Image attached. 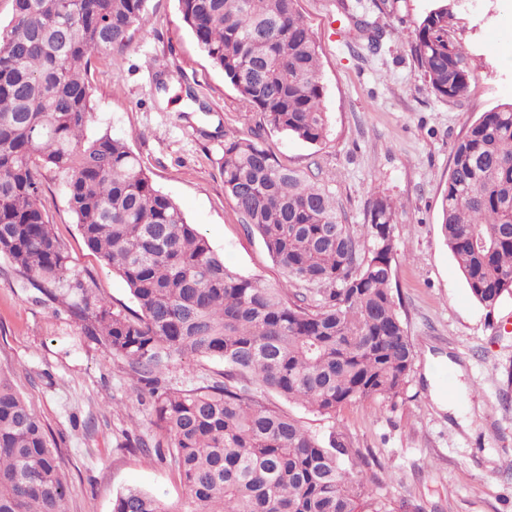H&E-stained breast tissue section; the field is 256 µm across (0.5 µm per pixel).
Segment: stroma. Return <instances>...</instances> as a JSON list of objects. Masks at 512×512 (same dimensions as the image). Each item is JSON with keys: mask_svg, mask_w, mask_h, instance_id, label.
I'll use <instances>...</instances> for the list:
<instances>
[{"mask_svg": "<svg viewBox=\"0 0 512 512\" xmlns=\"http://www.w3.org/2000/svg\"><path fill=\"white\" fill-rule=\"evenodd\" d=\"M437 0H361L358 12L381 28L377 54L348 37L336 0H298L319 46L329 117L318 145L260 127L223 73L200 50L177 0H148L150 23L130 47L93 60L87 135L125 140L156 186L242 275L275 287L283 275L261 237L247 233L224 194L225 133L258 135L285 165L314 175L334 197L343 223L361 229L375 194L397 205L394 274L416 353L395 402L365 401L328 418L293 413L321 437L346 435L370 456L378 494L406 512H512V296L494 311L471 297L441 234L440 199L452 148L470 125L512 101V0H461L448 35L469 52L466 97L432 94L405 39ZM41 206L68 256L71 276L91 279L114 310L133 307L130 291L86 246L61 177L41 171ZM448 365L454 391L438 396L426 372ZM0 370L42 418L66 473L68 512H112L118 491L137 486L170 512L188 508L177 470L133 448L155 440L151 401L140 397L124 360L86 336L65 306L24 287L0 257ZM215 358H176L174 388L221 379Z\"/></svg>", "mask_w": 512, "mask_h": 512, "instance_id": "1", "label": "stroma"}]
</instances>
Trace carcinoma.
<instances>
[{
    "instance_id": "cac0c4a2",
    "label": "carcinoma",
    "mask_w": 512,
    "mask_h": 512,
    "mask_svg": "<svg viewBox=\"0 0 512 512\" xmlns=\"http://www.w3.org/2000/svg\"><path fill=\"white\" fill-rule=\"evenodd\" d=\"M147 0H14L0 26V256L41 293L68 299L85 335L150 386L162 459L178 471L187 512H395L344 434L320 440L258 394L333 417L393 401L415 350L392 291L396 209L378 194L360 233L319 183L255 138L224 133V194L258 234L284 281L270 288L224 263L161 192L123 139L87 137L92 60L127 49L149 23ZM298 0H178L199 48L266 127L323 142L319 49ZM355 20L375 54L382 32ZM451 4L407 32L437 97L469 87V56L448 36ZM63 177L87 246L127 284L136 309L115 311L79 279L39 205L41 170ZM441 231L472 298L512 296V103L483 113L452 149ZM63 290L57 295V290ZM224 362V380L160 389L173 356ZM61 462L39 416L0 371V512H67ZM112 512H170L129 487Z\"/></svg>"
}]
</instances>
